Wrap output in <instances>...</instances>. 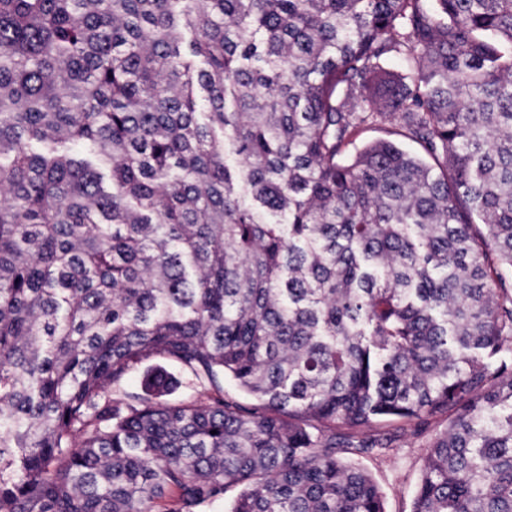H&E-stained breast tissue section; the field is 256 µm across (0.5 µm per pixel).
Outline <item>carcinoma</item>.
Segmentation results:
<instances>
[{"label": "carcinoma", "instance_id": "cac0c4a2", "mask_svg": "<svg viewBox=\"0 0 512 512\" xmlns=\"http://www.w3.org/2000/svg\"><path fill=\"white\" fill-rule=\"evenodd\" d=\"M509 272L512 0H0V512H512ZM162 366L169 372L177 381L173 391L163 397L161 400L170 404H178L182 401L188 400L194 395L189 384L188 375L183 372L177 365L162 359L150 360L139 366L131 375L129 383L133 390L141 391L144 374L147 370ZM447 424L448 415H443L411 426L389 423L359 431V439L363 436L380 439L385 448L346 454V458L363 467L377 482L383 493L385 512L411 511L426 446Z\"/></svg>", "mask_w": 512, "mask_h": 512}]
</instances>
